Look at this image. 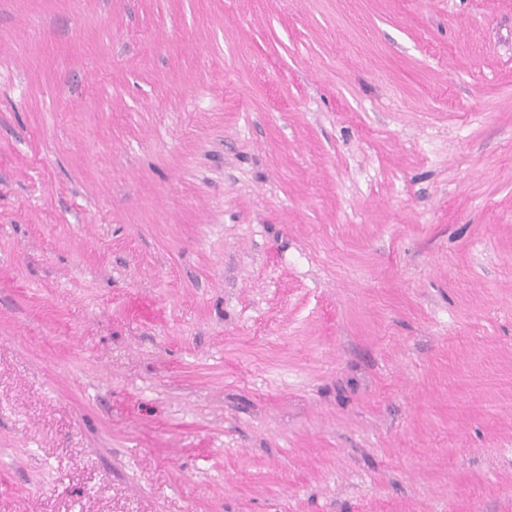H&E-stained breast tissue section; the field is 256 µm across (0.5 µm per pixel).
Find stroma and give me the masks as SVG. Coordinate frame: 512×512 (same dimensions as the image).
Returning a JSON list of instances; mask_svg holds the SVG:
<instances>
[{"instance_id":"stroma-1","label":"stroma","mask_w":512,"mask_h":512,"mask_svg":"<svg viewBox=\"0 0 512 512\" xmlns=\"http://www.w3.org/2000/svg\"><path fill=\"white\" fill-rule=\"evenodd\" d=\"M0 512H512V0H0Z\"/></svg>"}]
</instances>
